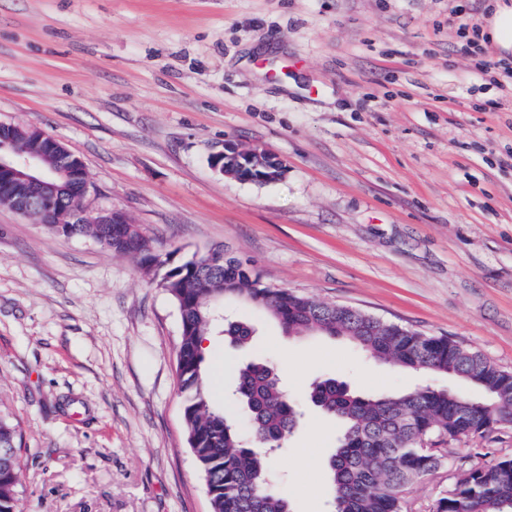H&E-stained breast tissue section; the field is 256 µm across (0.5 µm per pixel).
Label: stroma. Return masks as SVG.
<instances>
[{
  "label": "stroma",
  "mask_w": 512,
  "mask_h": 512,
  "mask_svg": "<svg viewBox=\"0 0 512 512\" xmlns=\"http://www.w3.org/2000/svg\"><path fill=\"white\" fill-rule=\"evenodd\" d=\"M497 0H0V122L84 163L88 211L122 210L161 255L221 246L268 283L445 336L512 371V84L476 74L458 19ZM287 166L215 173L225 142ZM250 347L211 337L206 391L273 363L304 416L272 466L292 512H328L339 422L307 400L335 377L404 392L456 379L393 368L228 302ZM180 314L130 256L0 204V417L22 432L21 512H209L184 435ZM512 427L453 442L413 485L432 512Z\"/></svg>",
  "instance_id": "stroma-1"
}]
</instances>
